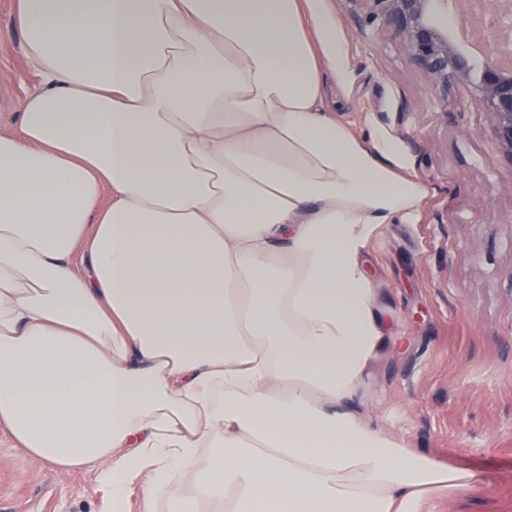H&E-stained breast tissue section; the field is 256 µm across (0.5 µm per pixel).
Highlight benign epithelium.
Segmentation results:
<instances>
[{"label": "benign epithelium", "mask_w": 512, "mask_h": 512, "mask_svg": "<svg viewBox=\"0 0 512 512\" xmlns=\"http://www.w3.org/2000/svg\"><path fill=\"white\" fill-rule=\"evenodd\" d=\"M372 25L401 39L409 60L429 78L439 99H448V86L468 84L477 104L492 117L491 132L512 162V69L499 58L512 51V0L495 11L496 22L482 23V39L494 52L478 65L448 38L449 0H346Z\"/></svg>", "instance_id": "7a95c632"}]
</instances>
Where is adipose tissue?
<instances>
[{"mask_svg":"<svg viewBox=\"0 0 512 512\" xmlns=\"http://www.w3.org/2000/svg\"><path fill=\"white\" fill-rule=\"evenodd\" d=\"M0 432L180 512H422L478 475L362 412L396 345L364 250L425 186L337 121L330 0H16ZM194 472L192 495L182 479Z\"/></svg>","mask_w":512,"mask_h":512,"instance_id":"1","label":"adipose tissue"}]
</instances>
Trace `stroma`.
<instances>
[{
    "instance_id": "1",
    "label": "stroma",
    "mask_w": 512,
    "mask_h": 512,
    "mask_svg": "<svg viewBox=\"0 0 512 512\" xmlns=\"http://www.w3.org/2000/svg\"><path fill=\"white\" fill-rule=\"evenodd\" d=\"M0 0V128L42 78ZM339 23L342 78L336 116L397 143L429 187L410 221L386 224L364 258L381 316L398 347L367 381L365 412L405 447L477 472L464 491L433 498L429 512H512V163L492 118L469 87L440 102L401 41L363 32V14L330 0ZM91 471H61L0 441V512H106Z\"/></svg>"
}]
</instances>
